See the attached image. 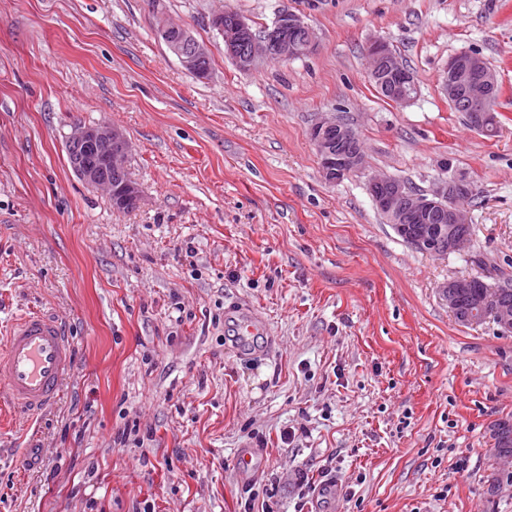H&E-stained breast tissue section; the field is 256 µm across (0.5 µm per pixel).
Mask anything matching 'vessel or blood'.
<instances>
[{"label": "vessel or blood", "instance_id": "vessel-or-blood-1", "mask_svg": "<svg viewBox=\"0 0 512 512\" xmlns=\"http://www.w3.org/2000/svg\"><path fill=\"white\" fill-rule=\"evenodd\" d=\"M74 365L61 323L40 314L21 317L0 340V399L31 419L59 398Z\"/></svg>", "mask_w": 512, "mask_h": 512}]
</instances>
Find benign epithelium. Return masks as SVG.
Instances as JSON below:
<instances>
[{
    "instance_id": "obj_1",
    "label": "benign epithelium",
    "mask_w": 512,
    "mask_h": 512,
    "mask_svg": "<svg viewBox=\"0 0 512 512\" xmlns=\"http://www.w3.org/2000/svg\"><path fill=\"white\" fill-rule=\"evenodd\" d=\"M210 25L224 43V55L240 70L252 71L265 63L292 60L309 54L317 43L314 28L298 14L280 12L272 26L257 33L229 7L214 11ZM156 34L165 39L185 72L195 78L209 75L210 52L187 27L170 36L171 27L158 15ZM369 60V76L387 92V100L404 106L413 99L416 81L403 59L381 37L364 47ZM443 91L450 101L463 100L470 112L472 127L482 130L492 113L489 101L499 87L494 66L483 56L460 52L448 60L443 72ZM325 181L336 183L366 169V157L357 130L341 119L322 118L310 130ZM73 169L91 189L105 192L114 208L139 203L141 191L128 174L131 145L123 131L102 122L74 127L67 139ZM368 191L376 209L397 234L407 238L420 252L434 256L460 253L471 245L473 226L460 200L474 191L468 180L437 181L427 193L415 192L404 180L394 176H370ZM440 225L432 229L431 221ZM497 285L477 283L473 276L454 277L439 287L453 317L463 325H478L489 319L512 332V302ZM494 443L512 437V421L498 420L489 428Z\"/></svg>"
}]
</instances>
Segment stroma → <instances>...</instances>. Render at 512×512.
I'll use <instances>...</instances> for the list:
<instances>
[{"label":"stroma","instance_id":"obj_1","mask_svg":"<svg viewBox=\"0 0 512 512\" xmlns=\"http://www.w3.org/2000/svg\"><path fill=\"white\" fill-rule=\"evenodd\" d=\"M224 3L257 30L295 12L317 44L239 70L209 24ZM160 13L208 46V78ZM375 36L417 78L407 106L369 81ZM462 51L498 71L494 136L441 88ZM330 113L367 175L322 178L310 129ZM102 121L132 146L130 211L69 164L73 126ZM371 173L419 193L466 176L469 250L403 242ZM475 254L512 278V0H0V336L39 313L74 347L38 420L0 409V512H512L511 482L487 492L512 333L438 294ZM241 306L268 353L236 352ZM155 32L160 38L165 39L169 51L176 56L185 72L195 78H206L209 75V67H207L210 61L209 49L198 42L187 27L182 26L177 35L168 38L171 27L167 19L159 14Z\"/></svg>","mask_w":512,"mask_h":512}]
</instances>
